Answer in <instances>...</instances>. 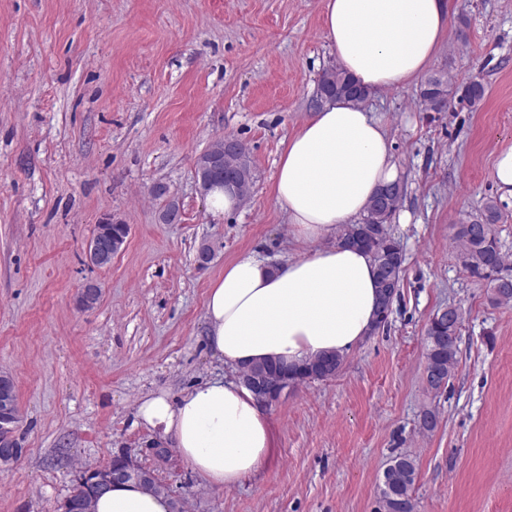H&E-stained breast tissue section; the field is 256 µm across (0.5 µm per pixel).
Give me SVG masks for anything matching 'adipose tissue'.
Returning <instances> with one entry per match:
<instances>
[{"instance_id": "1", "label": "adipose tissue", "mask_w": 512, "mask_h": 512, "mask_svg": "<svg viewBox=\"0 0 512 512\" xmlns=\"http://www.w3.org/2000/svg\"><path fill=\"white\" fill-rule=\"evenodd\" d=\"M449 11V0H323V28L340 67L378 92L420 79L448 35ZM399 179L383 116L345 101L311 112L284 141L272 185L293 238L308 249L278 264L243 255L211 282L205 339L223 364L293 365L345 353L369 335L378 303L373 261L328 239ZM137 416L210 487L235 486L268 460L265 404L238 379L147 395ZM171 510L169 497L133 482L113 484L95 502V512Z\"/></svg>"}]
</instances>
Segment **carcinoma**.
Instances as JSON below:
<instances>
[{"label": "carcinoma", "mask_w": 512, "mask_h": 512, "mask_svg": "<svg viewBox=\"0 0 512 512\" xmlns=\"http://www.w3.org/2000/svg\"><path fill=\"white\" fill-rule=\"evenodd\" d=\"M449 83L442 76L428 78L420 87V98L433 112H443L448 105ZM485 95V87L479 80L463 86L461 99L470 105H477ZM369 94L355 84L342 68H333L324 73L320 84V98L348 99L356 104L366 102ZM224 141H217L209 156L221 158V170L233 174L237 179V194L245 196L253 184L254 172L247 148L239 145V155L226 158L223 154ZM401 198L390 204L380 202V192H375L366 214L355 224H345L336 232L338 243L365 250L376 268L377 287L380 296H385L401 286L404 256L398 241L392 236L390 220L398 209ZM498 205L490 199L483 213L468 224L459 225L458 239L462 243L463 266L472 273L496 272L505 264L496 235ZM512 300V278L496 279L493 287V301ZM460 325H452L433 318L425 330V369L437 372L444 381H449L458 364L457 338ZM344 361L339 354L313 358L300 367L263 363L249 367L242 372L241 380L256 377L270 392L278 390L284 382L301 384L309 379H330L337 375ZM418 477L415 461L407 455H397L390 467L383 472L380 485V512H413V490ZM101 491L89 485H78L69 496L67 512H93L94 503Z\"/></svg>", "instance_id": "cac0c4a2"}]
</instances>
